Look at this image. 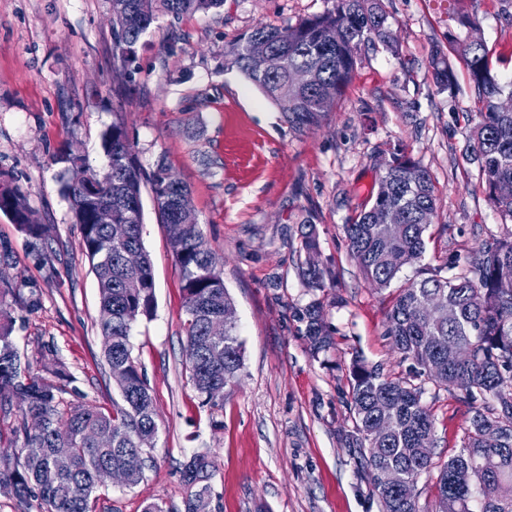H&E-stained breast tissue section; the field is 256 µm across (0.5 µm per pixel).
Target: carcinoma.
Returning <instances> with one entry per match:
<instances>
[{"mask_svg": "<svg viewBox=\"0 0 512 512\" xmlns=\"http://www.w3.org/2000/svg\"><path fill=\"white\" fill-rule=\"evenodd\" d=\"M331 7L282 29L260 26L224 48V67L241 72L283 118L303 131L320 124L334 110L344 87L361 61L362 50L376 42L390 48L395 40L385 0H329ZM446 40L453 56L436 46L428 68L437 83L451 89L455 70L450 58L465 69L478 96V121L470 130L465 158L478 163L490 203L502 229L483 241L472 259L450 252L426 276L400 290L387 313L392 349L412 361L410 375L393 378L380 365L353 362L351 404L355 419L352 447L366 448L361 465L378 496L381 512H512V196H500L496 185L512 182V111L499 102L512 97V81L493 71L484 43L473 42L469 30L478 24L466 0H445ZM224 0H112L113 54L121 64L131 61L141 36L159 16L219 8ZM345 28L339 43L329 34ZM303 69L309 81L288 85V73ZM108 169L97 174L85 158L68 149L54 156L61 167V192L79 224L81 250L97 279L98 325L102 351L122 403L103 410L86 403L66 404L59 388L35 374L28 358L15 345L13 317L4 307L7 295L21 299L20 290L0 288V415L18 408L19 418L9 430L7 449L0 450V493L16 499L20 512H94L102 464L130 467L126 487L144 478L146 449L154 447L158 428L146 379L132 356L130 331L154 309L152 264L141 239L142 183L150 184L159 222L170 239L180 244L174 254L182 275L186 361L202 404L215 407L234 385L243 368V349L237 333L235 306L224 287L223 268L197 224L180 223V206L187 187L171 178L158 163L145 174L126 129L112 125L102 137ZM8 206L28 223L20 229L44 238L47 229L35 222L24 195L5 188ZM100 205L112 206V223L126 227L127 240L111 238L107 224L94 222ZM436 216L435 185L430 172L401 150L390 152L381 165L378 188L350 222L343 225L351 256L363 277L384 290L403 267L415 263L425 250L426 234ZM383 220L399 223L388 235ZM300 262L303 281L320 290L329 271L318 263L315 225L304 222ZM126 248L139 251V267L129 271L120 262ZM438 297L455 309L448 314L420 318L421 305ZM305 336L315 353L330 348L332 338L317 301L299 312ZM457 342L472 358L450 356ZM425 376L437 385L464 391L471 412L463 446L440 467L432 505L420 504L419 476L434 467L433 449L421 439H435L432 414L423 403L424 388L413 380ZM31 420L40 422L36 431ZM70 448L67 467L56 464L55 449ZM213 461L205 453L193 455L182 467L187 488L184 512H212L209 485Z\"/></svg>", "mask_w": 512, "mask_h": 512, "instance_id": "cac0c4a2", "label": "carcinoma"}]
</instances>
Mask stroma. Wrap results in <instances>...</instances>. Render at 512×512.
Returning a JSON list of instances; mask_svg holds the SVG:
<instances>
[{
	"label": "stroma",
	"instance_id": "obj_1",
	"mask_svg": "<svg viewBox=\"0 0 512 512\" xmlns=\"http://www.w3.org/2000/svg\"><path fill=\"white\" fill-rule=\"evenodd\" d=\"M328 0H224L175 20L162 16L127 69L112 58V0H0V184L17 187L50 235L37 240L0 212V269L25 303L13 305L12 335L64 402L111 408L120 393L108 374L97 323V281L60 191L55 154L70 148L104 172L102 134L127 128L144 171L165 163L190 189L207 244L224 264L236 307L244 368L221 406L203 405L187 367L181 273L150 189L141 193L142 240L155 283L151 318L130 333L135 361L155 402L158 436L144 480L103 491L97 512H183L180 467L197 452L214 463V512H380L346 438L354 431V360L407 376L386 334V313L419 267L445 254L473 256L498 233L477 164L464 158L477 121L474 90L456 68V91L428 71L445 45L448 19L435 0H386L396 49H366L353 80L320 126L300 132L238 70L224 48L261 24L286 27L323 12ZM494 68L512 76V0H473ZM402 148L431 174L437 213L419 265L387 290L372 287L349 255L343 226L377 189L380 162ZM313 220L318 259L336 285L305 288L300 233ZM323 307L333 344L310 349L298 308ZM67 376H54L44 349ZM435 422L436 462L462 446L471 416L463 393L423 384Z\"/></svg>",
	"mask_w": 512,
	"mask_h": 512
}]
</instances>
